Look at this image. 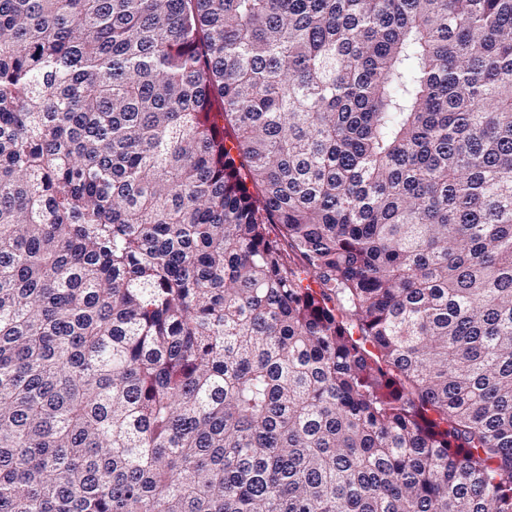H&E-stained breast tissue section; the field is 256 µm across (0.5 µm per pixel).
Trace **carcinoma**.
<instances>
[{
  "mask_svg": "<svg viewBox=\"0 0 512 512\" xmlns=\"http://www.w3.org/2000/svg\"><path fill=\"white\" fill-rule=\"evenodd\" d=\"M0 512H512V0H0Z\"/></svg>",
  "mask_w": 512,
  "mask_h": 512,
  "instance_id": "carcinoma-1",
  "label": "carcinoma"
}]
</instances>
